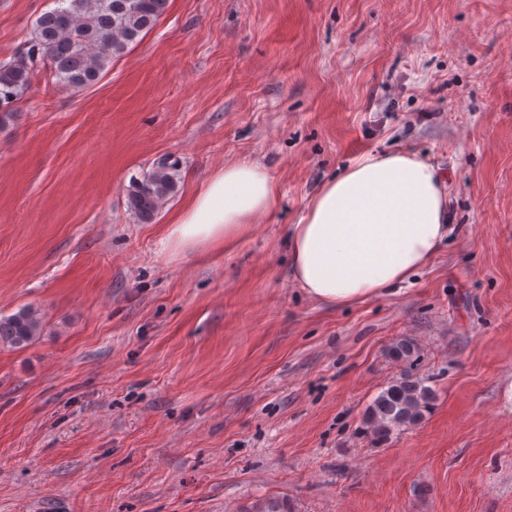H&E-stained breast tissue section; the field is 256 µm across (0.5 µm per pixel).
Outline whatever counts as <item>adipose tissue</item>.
Here are the masks:
<instances>
[{
	"mask_svg": "<svg viewBox=\"0 0 512 512\" xmlns=\"http://www.w3.org/2000/svg\"><path fill=\"white\" fill-rule=\"evenodd\" d=\"M277 195L259 164L224 165L172 216L164 244L184 251L233 243ZM447 235L443 173L403 149L366 152L325 181L291 225V278L320 306H349L409 280Z\"/></svg>",
	"mask_w": 512,
	"mask_h": 512,
	"instance_id": "ef3b65f1",
	"label": "adipose tissue"
}]
</instances>
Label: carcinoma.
Listing matches in <instances>:
<instances>
[{
    "label": "carcinoma",
    "mask_w": 512,
    "mask_h": 512,
    "mask_svg": "<svg viewBox=\"0 0 512 512\" xmlns=\"http://www.w3.org/2000/svg\"><path fill=\"white\" fill-rule=\"evenodd\" d=\"M59 6L40 17L27 49L11 61L0 62V108L17 101L32 83L35 66L48 62L57 82L72 88L94 84L112 58L122 55L163 15L167 0H57ZM178 188L175 166L158 162L151 171L133 180L128 207L142 224L153 222L161 206ZM42 317L22 309L0 317V343L24 347L41 335ZM416 353L408 338L394 341L390 358L407 362ZM431 387L409 373L388 385L367 408L370 431L385 437L393 430L421 421L434 405ZM240 512H292L278 498L252 502Z\"/></svg>",
    "instance_id": "cac0c4a2"
}]
</instances>
